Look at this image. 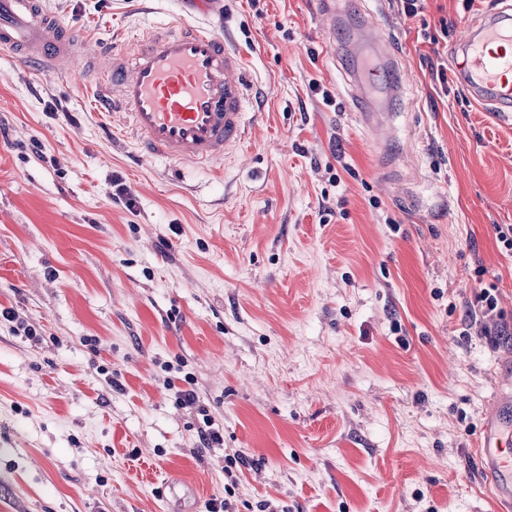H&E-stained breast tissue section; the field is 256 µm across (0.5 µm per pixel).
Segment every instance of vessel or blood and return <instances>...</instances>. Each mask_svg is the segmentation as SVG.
I'll use <instances>...</instances> for the list:
<instances>
[{
    "label": "vessel or blood",
    "mask_w": 512,
    "mask_h": 512,
    "mask_svg": "<svg viewBox=\"0 0 512 512\" xmlns=\"http://www.w3.org/2000/svg\"><path fill=\"white\" fill-rule=\"evenodd\" d=\"M78 40L42 0H0V53L44 73L82 69ZM458 76L478 102L512 119V7L472 25ZM246 59L205 24L141 30L105 52L95 82L98 111L128 116L145 153L211 167L243 148L249 124ZM477 454L500 497L512 501V393L499 396Z\"/></svg>",
    "instance_id": "vessel-or-blood-1"
}]
</instances>
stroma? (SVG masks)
<instances>
[{
	"mask_svg": "<svg viewBox=\"0 0 512 512\" xmlns=\"http://www.w3.org/2000/svg\"><path fill=\"white\" fill-rule=\"evenodd\" d=\"M45 5L85 57L176 10ZM500 6L424 0L419 21L349 0L333 25L318 0H216L264 114L216 170L140 154L76 75L0 54V306L37 332L0 323V512H497L475 446L512 373L495 230L512 224V123L456 63ZM379 29L388 47L368 44ZM391 59L381 142L354 82ZM116 177L135 211L113 203ZM492 284L507 329L481 335ZM173 368L223 445L200 447Z\"/></svg>",
	"mask_w": 512,
	"mask_h": 512,
	"instance_id": "stroma-1",
	"label": "stroma"
}]
</instances>
